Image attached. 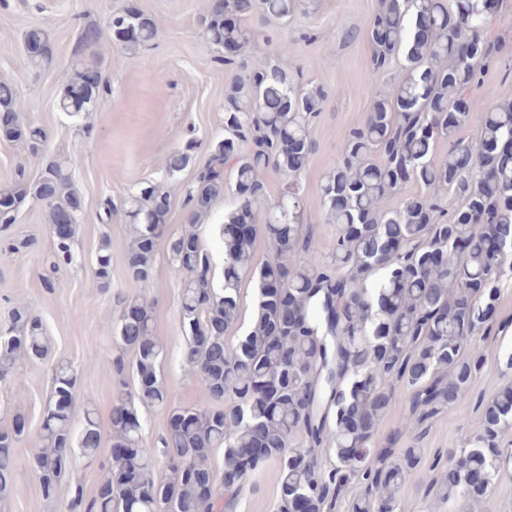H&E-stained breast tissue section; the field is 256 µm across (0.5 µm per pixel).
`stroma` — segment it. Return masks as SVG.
<instances>
[{
    "mask_svg": "<svg viewBox=\"0 0 512 512\" xmlns=\"http://www.w3.org/2000/svg\"><path fill=\"white\" fill-rule=\"evenodd\" d=\"M135 5L154 16L158 34L151 46L124 49L103 43L105 90L100 109L73 119L57 107L61 87L71 73L73 51L82 28L105 25L112 13ZM204 0H0V81L9 82L26 107V121L47 135L38 154L0 142V185L11 181L18 166L36 176L43 158L61 156L71 164L73 178L84 199L76 227L80 260L57 274L47 275L43 258L51 239L42 203L29 202L12 225L0 224V326L14 307L30 306L41 318L49 339L42 360L16 364L11 379L0 382V426L24 414L38 426L51 388L53 366L61 361L77 370L78 404L97 412L102 437L111 433V412L117 378L107 361L119 354L102 320L117 316L123 299L137 288L125 271L129 226L120 214L102 222L106 202H120L143 183L161 180L171 192L167 233L187 222L183 201L197 168L207 157V145L224 135V98L236 77L218 60L200 18ZM378 0H304L288 22L266 19L261 12L244 23L258 33L252 47L257 58H272L276 45L291 43L290 65L305 86H324L330 92L311 128L316 144L307 166L297 177L303 198V232L320 251H328L335 225L323 217L320 186L336 165L350 128L362 124L372 102L367 28ZM41 26L50 37L55 62L37 71L28 63L23 36ZM488 34L503 45L502 59L491 64L482 85L469 95L472 110L502 98L512 100V0L489 20ZM198 140L187 168L167 176L163 162L189 140ZM112 239V275L108 287H94L92 259L102 236ZM150 290L152 323L165 343L161 374L170 388L173 406H202L193 367L185 359L186 336L180 321L183 274L169 260L165 246H157ZM484 343L485 368L474 377L470 397L462 405L426 421L419 446L423 459L399 494V512H425L426 491L447 461L452 448L466 447L480 426L481 403L504 382L502 371L512 353V272L500 284V300ZM34 438L19 443L15 453L14 492L1 512H66L75 487L93 492L100 470L75 457L56 501L42 499L27 460ZM277 470L268 467L248 483L234 512H277Z\"/></svg>",
    "mask_w": 512,
    "mask_h": 512,
    "instance_id": "35a3bbf8",
    "label": "stroma"
}]
</instances>
